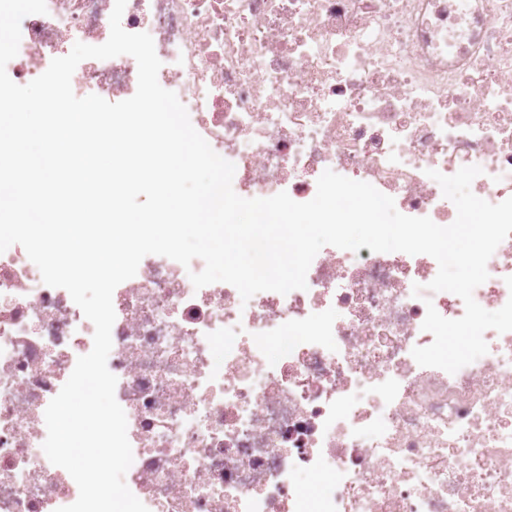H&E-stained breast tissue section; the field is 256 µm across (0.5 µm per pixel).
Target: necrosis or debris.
I'll return each instance as SVG.
<instances>
[{
	"mask_svg": "<svg viewBox=\"0 0 512 512\" xmlns=\"http://www.w3.org/2000/svg\"><path fill=\"white\" fill-rule=\"evenodd\" d=\"M114 3L46 0L24 17L16 80L71 40L105 43ZM121 25L152 36L160 85L234 163L241 197L307 202L330 169L447 226L456 212L429 173L469 165L476 196L512 197V0H127ZM72 82L120 102L137 62L93 59ZM203 268L148 255L112 296L126 484L149 512H512V331L487 330L488 353L456 374L418 365L428 307L465 312L450 292L414 296L433 257L329 247L306 289L246 302L224 282L194 288ZM487 270L474 298L496 311L512 236ZM93 334L21 245L0 253V512L77 500L41 453L44 414ZM304 475L323 477L317 494Z\"/></svg>",
	"mask_w": 512,
	"mask_h": 512,
	"instance_id": "obj_1",
	"label": "necrosis or debris"
}]
</instances>
